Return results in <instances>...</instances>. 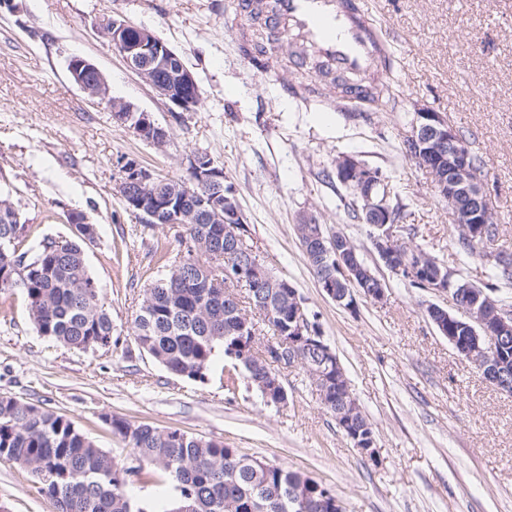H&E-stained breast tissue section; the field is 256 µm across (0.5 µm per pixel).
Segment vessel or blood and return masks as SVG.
Masks as SVG:
<instances>
[{"mask_svg":"<svg viewBox=\"0 0 512 512\" xmlns=\"http://www.w3.org/2000/svg\"><path fill=\"white\" fill-rule=\"evenodd\" d=\"M262 20L281 36L302 31L316 51L341 70H367L379 62L383 42L375 27L353 15L349 0H237L234 31L245 32ZM268 67L291 70L305 66L301 55L283 57L277 45L265 47Z\"/></svg>","mask_w":512,"mask_h":512,"instance_id":"1","label":"vessel or blood"}]
</instances>
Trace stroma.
<instances>
[{
  "mask_svg": "<svg viewBox=\"0 0 512 512\" xmlns=\"http://www.w3.org/2000/svg\"><path fill=\"white\" fill-rule=\"evenodd\" d=\"M232 0H0V195L26 230L20 251L75 238L69 213L97 227L87 264L112 318V347L77 351L40 337L21 289L0 291V396L66 415L115 460L130 450L106 415L219 439L240 454L301 472L331 488L343 512H512V393L476 374L427 315L445 297L396 277L369 228L349 217L332 181L349 155L381 170L405 203L399 232L477 285L487 252L512 254V0H359L386 38L395 96L350 118L286 95L296 71L269 72L242 55ZM145 27L177 52L200 91L192 112H174L131 72L99 24ZM75 56L92 61L112 96L148 112L168 132L156 148L90 103L72 83ZM443 113L485 162L499 227L481 256L457 250V227L425 169L403 142L417 107ZM207 152L235 190L248 242L301 297L338 355L376 440L361 457L312 393L299 367L280 371L288 405H265L246 379L208 381L169 373L134 340L143 289L179 248L169 225L140 224L118 192L128 158L162 177L187 179V154ZM321 224L359 248L386 296L338 307L320 288L296 224ZM0 512H56L29 469L0 461Z\"/></svg>",
  "mask_w": 512,
  "mask_h": 512,
  "instance_id": "stroma-1",
  "label": "stroma"
}]
</instances>
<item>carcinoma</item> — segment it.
<instances>
[{"instance_id": "obj_1", "label": "carcinoma", "mask_w": 512, "mask_h": 512, "mask_svg": "<svg viewBox=\"0 0 512 512\" xmlns=\"http://www.w3.org/2000/svg\"><path fill=\"white\" fill-rule=\"evenodd\" d=\"M239 49L253 65L260 67L259 35L244 32ZM387 83L376 80L341 89L337 98L361 110L382 100ZM24 225L15 209L0 211V270L16 266L12 283L0 282V290L18 287L25 294L29 318L38 335L71 349L89 351L112 346V319L100 300V288L87 266L84 241L48 239L21 266L18 245ZM224 233V222L205 219L183 225L178 235L182 249L165 260V272L145 286L142 302L133 321L138 346L167 371L189 380L208 379L217 355L244 371L250 382L275 372L263 364L246 365L232 357L234 349L250 340L233 331L238 325L235 289L250 292L247 281L230 285L218 297L217 289L206 287L225 282V262L208 255L213 243ZM194 262L190 275L174 280L172 269ZM512 285V255L499 254L491 281L482 289L492 294ZM267 329L288 335V311L271 308ZM113 435L119 437L140 461L165 474L173 483L176 499L169 512L183 504L193 512H267L277 510L278 492L304 485L310 498L307 506L288 507L287 512H331L320 506V498L336 495L329 488L302 479V474L275 465L261 469L220 440L197 439L179 429L135 423L124 417H109ZM0 460L31 470L38 489L57 505L58 512H148L127 494L129 484L142 476V468L131 471L99 449L74 423L62 414L7 397L0 400Z\"/></svg>"}]
</instances>
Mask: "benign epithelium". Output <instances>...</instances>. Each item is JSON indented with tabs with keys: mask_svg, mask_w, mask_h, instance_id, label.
Masks as SVG:
<instances>
[{
	"mask_svg": "<svg viewBox=\"0 0 512 512\" xmlns=\"http://www.w3.org/2000/svg\"><path fill=\"white\" fill-rule=\"evenodd\" d=\"M133 26L124 20L112 18L100 27V33L138 77L170 108L192 112L199 102L196 80L178 59L176 53L151 30L139 27L131 37ZM70 78L85 96L106 104L121 121L130 125L144 142L162 148L167 144V131L150 113L137 110L131 103L116 99L98 67L90 60L76 57L70 62ZM405 153L410 158L430 160L434 167L427 172L435 181L440 196L448 202V209L461 234L479 238L483 225L493 222L484 174L478 169L468 140L456 130L442 113L428 107L416 109L410 134L404 140ZM189 180L182 187L164 195L148 194L146 190L156 183L153 173L134 160L122 162V184L129 188L125 203L142 224H195L203 214H214L224 221V258L235 256L230 249L238 239L244 223L237 199L224 194V169L215 165L204 152H194L185 158ZM336 173L340 180L354 189L361 203L365 223L372 228L373 245L385 265L394 273L408 277L417 272L432 270V281L427 288L448 298V306L431 304L427 308L430 320L443 335L448 325L460 324L470 334V341L456 350L472 362L482 376L500 390L512 392V373L504 375L503 366L491 340L512 337V315L500 316L491 298L479 303L481 294L466 286L454 285L453 273L429 256L412 252L406 241L396 232V225L386 212L388 192H380V179L373 170L352 156L336 159ZM195 189L201 199L202 210L188 211L184 207L181 191ZM78 236L90 241L95 235L93 226L75 213L68 215ZM298 235L305 253L320 259L329 274L322 276L320 284L325 294L338 305L354 311L356 295L373 301L385 297V288L366 263L360 261L357 246L345 235L328 236L321 225H297ZM228 277L249 280L257 291L258 301L267 307L288 309V340L269 344L266 359L272 364L288 367L300 366L310 376L316 396L325 398L329 379L336 383V408L331 410L336 426L361 455L374 461V437L362 435L354 427L355 418L362 410L353 396L345 377L344 367L322 336L312 329L300 298L288 282L274 276L260 261L251 258L234 267L226 266Z\"/></svg>",
	"mask_w": 512,
	"mask_h": 512,
	"instance_id": "benign-epithelium-1",
	"label": "benign epithelium"
}]
</instances>
